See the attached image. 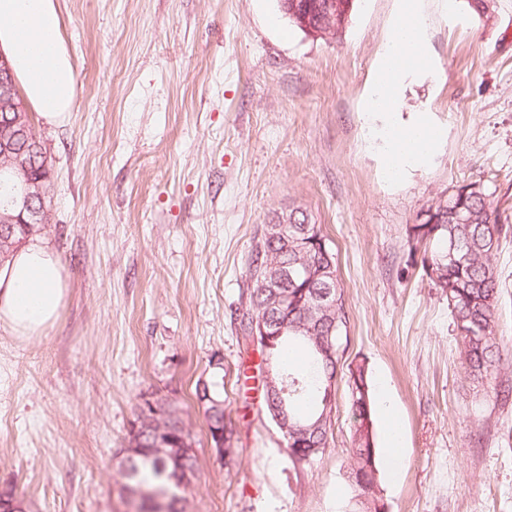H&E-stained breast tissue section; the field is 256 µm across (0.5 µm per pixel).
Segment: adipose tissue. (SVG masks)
I'll list each match as a JSON object with an SVG mask.
<instances>
[{"mask_svg": "<svg viewBox=\"0 0 512 512\" xmlns=\"http://www.w3.org/2000/svg\"><path fill=\"white\" fill-rule=\"evenodd\" d=\"M424 26L419 0H401L400 19L385 41L366 102L365 130L382 134L381 172L390 184L428 162L442 139L428 113L401 112L404 81L430 70ZM0 52L13 62L27 100L42 119L61 122L74 103L76 83L56 0H0ZM67 295L58 255L40 241L30 242L0 270V323L19 338H39L56 321Z\"/></svg>", "mask_w": 512, "mask_h": 512, "instance_id": "ef3b65f1", "label": "adipose tissue"}]
</instances>
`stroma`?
Returning <instances> with one entry per match:
<instances>
[{"label": "stroma", "mask_w": 512, "mask_h": 512, "mask_svg": "<svg viewBox=\"0 0 512 512\" xmlns=\"http://www.w3.org/2000/svg\"><path fill=\"white\" fill-rule=\"evenodd\" d=\"M57 3L77 95L65 123H32L51 169L40 239L68 297L38 339L0 327V489L26 512H126L123 450L150 394L195 440L184 512H361L348 367L362 361L376 445L393 411L405 448L398 474L379 473L385 512H512V235L494 257L507 353L482 384L408 243L421 208L471 182L512 218V0L487 18L422 0L432 74L403 109L431 113L444 141L396 185L363 127L397 0H358L332 40L291 28L277 0ZM298 207L336 256L348 315L332 436L311 464L265 413L262 355L236 320L263 224ZM202 383L231 456L210 443Z\"/></svg>", "instance_id": "obj_1"}]
</instances>
